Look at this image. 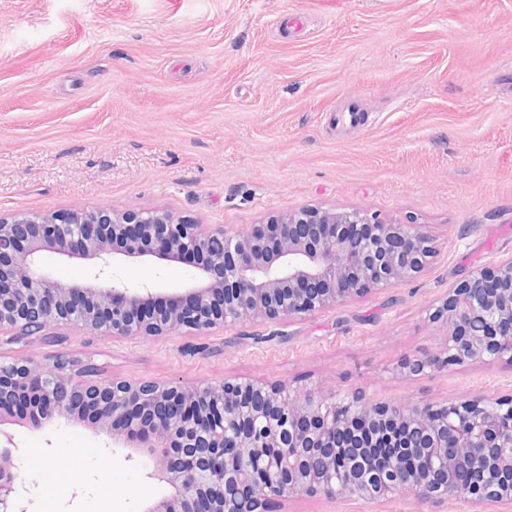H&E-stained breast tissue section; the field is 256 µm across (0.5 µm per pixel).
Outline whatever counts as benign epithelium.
Masks as SVG:
<instances>
[{
	"label": "benign epithelium",
	"instance_id": "obj_1",
	"mask_svg": "<svg viewBox=\"0 0 512 512\" xmlns=\"http://www.w3.org/2000/svg\"><path fill=\"white\" fill-rule=\"evenodd\" d=\"M93 261L82 281L62 282L42 254ZM436 253L420 225L385 221L351 209L302 208L243 231H207L168 212L76 208L50 217L0 213V332L18 336L69 323L104 336H161L182 327L209 330L250 321L297 320L414 279ZM154 259L195 269L186 288L161 294L109 281L111 262ZM446 334L439 351L409 357L406 377L437 367L500 362L512 366V259L480 268L449 289L432 313ZM64 417L107 434L151 461L147 478L169 494L141 512H268L272 497L387 499L402 492L455 497L478 512L512 505V397L445 404L375 403L361 391L341 398L279 382L224 380L209 385L97 380L60 357L49 365L0 360V424L40 428ZM427 437L438 475L388 460L379 494L349 474L336 481L330 436L378 423ZM299 448H323V471L304 465ZM19 448L0 429V512L18 508ZM483 481L459 483L461 467Z\"/></svg>",
	"mask_w": 512,
	"mask_h": 512
}]
</instances>
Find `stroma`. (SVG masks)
<instances>
[{
	"label": "stroma",
	"instance_id": "obj_1",
	"mask_svg": "<svg viewBox=\"0 0 512 512\" xmlns=\"http://www.w3.org/2000/svg\"><path fill=\"white\" fill-rule=\"evenodd\" d=\"M356 104L362 125L340 128ZM304 206L420 224L437 252L413 280L301 320L104 337L53 324L0 359L93 364L100 379L284 381L377 402L512 395V368L408 379L435 354L449 288L512 258V0H0V212L167 211L241 229ZM130 287L190 267L115 259ZM26 512H140L168 492L147 458L58 418L10 423ZM83 449L47 497L41 465ZM455 498L293 496L270 512H466Z\"/></svg>",
	"mask_w": 512,
	"mask_h": 512
}]
</instances>
